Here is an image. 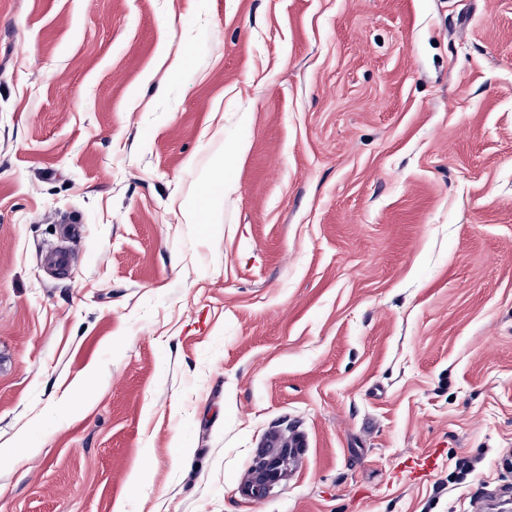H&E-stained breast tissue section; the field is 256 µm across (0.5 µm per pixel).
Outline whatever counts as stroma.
Masks as SVG:
<instances>
[{"mask_svg":"<svg viewBox=\"0 0 512 512\" xmlns=\"http://www.w3.org/2000/svg\"><path fill=\"white\" fill-rule=\"evenodd\" d=\"M504 448L512 0H0V512H471ZM247 149L244 142H236L224 149V158L219 176L209 183L206 190L185 211L192 223H211L218 199L234 189L232 181L224 178V173L231 169L234 160ZM215 188L213 189V187ZM290 446L285 441L279 450L262 451L255 460L250 478L242 485L241 492L254 502L264 501L275 485L282 481L287 471L284 468V457L288 455Z\"/></svg>","mask_w":512,"mask_h":512,"instance_id":"stroma-1","label":"stroma"}]
</instances>
